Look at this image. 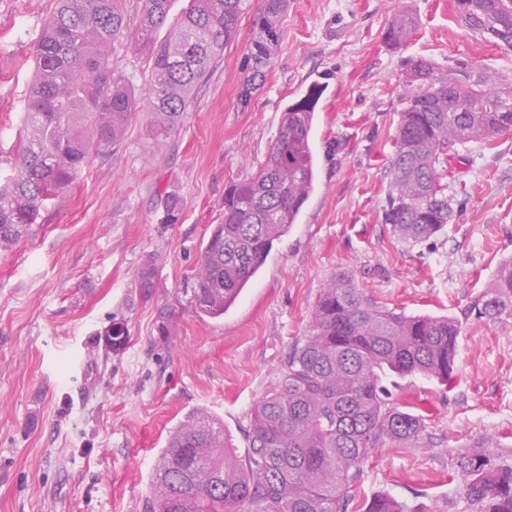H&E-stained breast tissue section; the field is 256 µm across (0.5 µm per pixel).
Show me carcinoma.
<instances>
[{"label": "carcinoma", "instance_id": "obj_1", "mask_svg": "<svg viewBox=\"0 0 512 512\" xmlns=\"http://www.w3.org/2000/svg\"><path fill=\"white\" fill-rule=\"evenodd\" d=\"M248 0H190L172 30L170 0H142L130 27L125 0H56L34 50L36 76L22 122L25 135L0 180V248L37 223L46 204L63 195L93 155L112 150L137 110L150 115L160 144L179 129L196 88L234 40ZM289 0H263L247 46V104L266 76L282 36ZM467 28L512 50V0H467L458 7ZM414 16L400 12L386 32L407 40ZM148 54L151 78L136 92L119 65L117 46ZM390 160L384 222L406 242L430 238L452 216L442 180L459 149L487 148L512 132V91L467 69L442 72L428 59L409 62ZM323 87L315 84L282 112L275 139L255 171L229 184L224 219L202 243L188 277L190 307L218 320L264 265L274 241L295 223L316 183L310 132ZM182 203L170 193L166 222ZM155 269L146 260L135 287L148 298ZM472 315L512 319V261L502 265ZM175 311L158 309L157 333L171 335ZM460 323L388 309L341 272L323 289L310 334L295 343L272 390L253 408L238 457L224 425L191 414L169 439L153 474L144 512H347L348 489L361 464L387 439L407 447L420 437L423 416L386 401L384 376L421 374L453 379ZM476 442L457 458L471 512H512V464ZM364 512H415L405 501L374 496Z\"/></svg>", "mask_w": 512, "mask_h": 512}]
</instances>
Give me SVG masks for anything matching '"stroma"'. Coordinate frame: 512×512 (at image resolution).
Segmentation results:
<instances>
[{
	"label": "stroma",
	"instance_id": "1",
	"mask_svg": "<svg viewBox=\"0 0 512 512\" xmlns=\"http://www.w3.org/2000/svg\"><path fill=\"white\" fill-rule=\"evenodd\" d=\"M289 3L249 104L239 95L253 10L167 142L155 144L137 114L27 236L0 249V512H143L162 449L194 411L244 447L253 407L341 272L387 307L461 323L451 384L386 378L390 403L422 414L425 428L412 446L375 449L348 512L382 493L420 512H469L458 454L487 438L512 463V322L469 314L512 259V133L467 147L472 162L447 182L452 217L441 231L408 244L383 220L407 59L473 67L512 87V51L466 29L455 0ZM54 7L0 0V176L24 133L32 48ZM402 10L416 27L394 46L385 34ZM315 83L325 88L311 133L317 187L223 320L199 318L185 277L223 215L224 188L263 159L282 109ZM170 192L182 201L173 224ZM147 259L157 286L146 301L134 279ZM164 304L178 309L165 339ZM119 321L126 336L115 346L105 331Z\"/></svg>",
	"mask_w": 512,
	"mask_h": 512
}]
</instances>
